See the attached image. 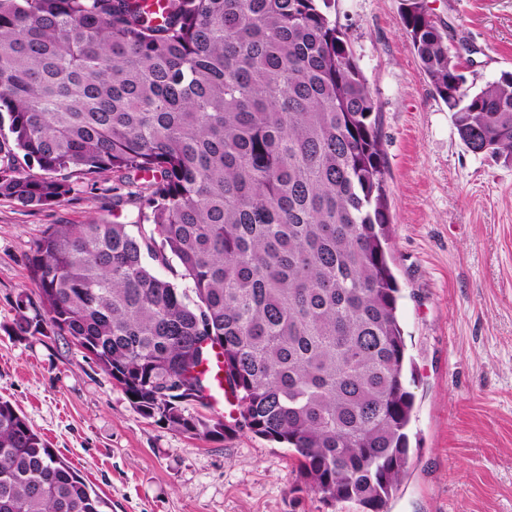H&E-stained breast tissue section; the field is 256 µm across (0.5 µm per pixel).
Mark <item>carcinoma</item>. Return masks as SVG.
I'll return each instance as SVG.
<instances>
[{
  "mask_svg": "<svg viewBox=\"0 0 512 512\" xmlns=\"http://www.w3.org/2000/svg\"><path fill=\"white\" fill-rule=\"evenodd\" d=\"M336 0H0V197L61 206L111 175L133 224H52L28 257L40 307L146 419L238 429L299 456L328 503L386 512L414 396L398 320L383 146ZM402 28L472 152L512 164V73L478 90L423 0ZM189 281L181 289L156 273ZM224 358L233 424L196 368ZM188 373L197 394L173 393ZM106 502L0 398V512Z\"/></svg>",
  "mask_w": 512,
  "mask_h": 512,
  "instance_id": "obj_1",
  "label": "carcinoma"
}]
</instances>
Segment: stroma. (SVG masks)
<instances>
[{
	"label": "stroma",
	"instance_id": "1",
	"mask_svg": "<svg viewBox=\"0 0 512 512\" xmlns=\"http://www.w3.org/2000/svg\"><path fill=\"white\" fill-rule=\"evenodd\" d=\"M401 0H336L369 82L388 185L398 318L414 370L406 476L387 512H512V165L470 152L399 17ZM475 87L512 70V0H424ZM0 197V398L107 502L106 512H360L298 490L291 449L249 432L204 440L146 419L66 337L17 336L26 255L52 224L135 221L103 191Z\"/></svg>",
	"mask_w": 512,
	"mask_h": 512
}]
</instances>
